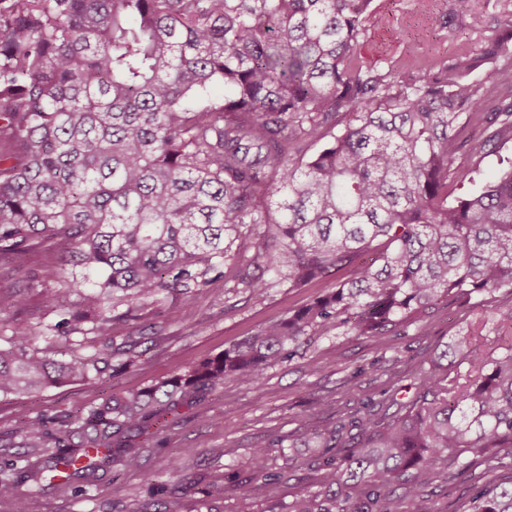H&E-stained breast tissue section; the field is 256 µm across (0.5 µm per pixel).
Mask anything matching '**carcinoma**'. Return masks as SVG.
Returning a JSON list of instances; mask_svg holds the SVG:
<instances>
[{
	"mask_svg": "<svg viewBox=\"0 0 512 512\" xmlns=\"http://www.w3.org/2000/svg\"><path fill=\"white\" fill-rule=\"evenodd\" d=\"M372 0H0V254L43 238L66 246L23 285L0 286V314L41 288L57 321L0 320V394L91 381L136 364L126 327L208 287L241 256L237 285L263 298L341 271L335 288L257 333L137 392L73 417L39 414L16 434L29 454L0 463V501L26 512L46 473L58 494L99 486L110 464L140 466L183 400L234 378L263 380L271 361L316 331L386 336L445 299H512V160L477 192L473 162L512 140V80L478 83L483 64L512 77V31L479 55L461 47L424 76L362 53ZM224 85V99L202 95ZM264 224L274 230L262 231ZM65 287H59L60 283ZM80 299L74 300V293ZM106 338L90 351L58 340ZM495 336L489 351L476 339ZM36 336L43 344L33 343ZM414 379L415 396L355 413L310 441L335 449L319 485L284 505L264 447L225 491L266 512H432L424 488L512 456V303L491 309ZM357 441L344 442V432ZM404 489L393 498L395 485ZM407 508L401 509L400 503ZM463 512H512V481L489 484Z\"/></svg>",
	"mask_w": 512,
	"mask_h": 512,
	"instance_id": "obj_1",
	"label": "carcinoma"
}]
</instances>
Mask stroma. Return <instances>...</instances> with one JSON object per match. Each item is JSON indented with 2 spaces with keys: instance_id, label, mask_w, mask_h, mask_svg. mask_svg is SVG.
Instances as JSON below:
<instances>
[{
  "instance_id": "obj_1",
  "label": "stroma",
  "mask_w": 512,
  "mask_h": 512,
  "mask_svg": "<svg viewBox=\"0 0 512 512\" xmlns=\"http://www.w3.org/2000/svg\"><path fill=\"white\" fill-rule=\"evenodd\" d=\"M372 7L386 23L369 27L362 52L380 65L410 52L423 64L451 58L462 46L477 53L497 22L512 21V0H373ZM451 10L460 25H444ZM63 253L62 245L47 240L21 260L0 255V284L18 283L43 264H61ZM335 284L331 276L303 288L278 286L257 299L232 280L220 279L174 306L146 312L131 331L133 350L141 355L134 369L92 383L63 382L36 395L0 394V435L41 412L83 411L185 372ZM173 307L179 311L175 322L169 315ZM483 314L480 307L442 302L389 336L320 332L302 337L291 357L269 365L262 382L228 381L180 408L170 416L168 431L142 449L139 468L111 465L95 497L48 492L30 498L28 512H132L148 499L159 512H187L192 500L207 491L217 512H264L266 501L243 503L222 491L225 475L250 474L251 451L259 446L268 448L270 468L281 475L277 500L292 501L321 476L322 451L302 445L303 424L329 426L357 410H375L394 398L408 400L416 373L434 352ZM179 482L188 493L176 500L168 490ZM474 492L472 477L454 473L426 488L433 512H459Z\"/></svg>"
}]
</instances>
